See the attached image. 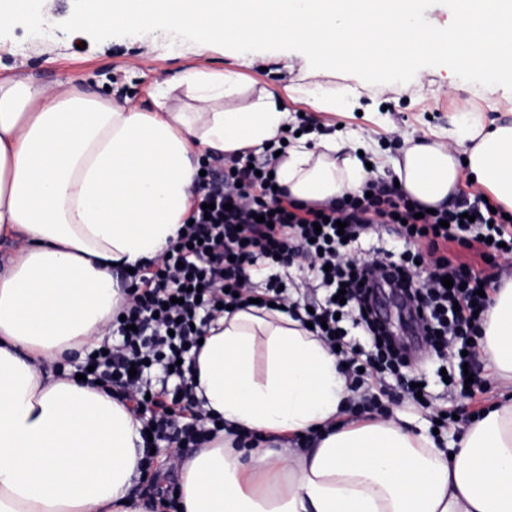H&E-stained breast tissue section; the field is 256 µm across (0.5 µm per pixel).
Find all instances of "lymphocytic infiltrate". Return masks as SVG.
Returning <instances> with one entry per match:
<instances>
[{
  "instance_id": "obj_1",
  "label": "lymphocytic infiltrate",
  "mask_w": 512,
  "mask_h": 512,
  "mask_svg": "<svg viewBox=\"0 0 512 512\" xmlns=\"http://www.w3.org/2000/svg\"><path fill=\"white\" fill-rule=\"evenodd\" d=\"M277 162L271 145L259 156L226 157L219 167L204 163L191 226L169 242L165 255L121 273L135 304L113 321L102 353L85 354L78 373L111 387L154 442L177 450L203 447L219 428L188 379L199 340L225 306L257 299L311 324L313 333L338 347L351 378L374 380L351 405L354 413L369 414L395 387L415 399L423 380L379 319L375 293L387 286L411 303L429 352L447 367L449 386L470 400L483 392L481 380L465 381L464 352L481 335L480 313L498 271L512 268V219L491 212L478 193L426 214L381 177L346 198L299 201L273 179ZM241 193L251 197L250 207L238 205ZM383 229L406 249L403 257H386L378 279L360 249ZM293 266L313 281L303 302L280 288L279 270ZM250 267L266 274L264 290L240 292ZM445 276L452 287L442 284Z\"/></svg>"
}]
</instances>
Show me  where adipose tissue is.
Masks as SVG:
<instances>
[{
	"label": "adipose tissue",
	"instance_id": "obj_1",
	"mask_svg": "<svg viewBox=\"0 0 512 512\" xmlns=\"http://www.w3.org/2000/svg\"><path fill=\"white\" fill-rule=\"evenodd\" d=\"M152 100L146 111L69 81L0 78V238L14 242L0 259V512H151L134 493L140 420L58 367L101 344L127 306L118 271L176 236L201 157L262 150L294 121L231 70L188 69ZM401 142L370 170L360 137L311 131L288 146L277 181L324 202L389 170L433 207L472 181L512 213V121L465 110L446 138ZM478 345L495 388L512 391V277ZM192 378L227 428L177 458L180 512H512V398L451 450L404 417L359 420L336 353L288 313L252 305L213 322Z\"/></svg>",
	"mask_w": 512,
	"mask_h": 512
}]
</instances>
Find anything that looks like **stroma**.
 Wrapping results in <instances>:
<instances>
[{
  "label": "stroma",
  "mask_w": 512,
  "mask_h": 512,
  "mask_svg": "<svg viewBox=\"0 0 512 512\" xmlns=\"http://www.w3.org/2000/svg\"><path fill=\"white\" fill-rule=\"evenodd\" d=\"M251 66L241 67L238 52L216 45L202 46L172 40L163 32L128 37H112L102 42L89 40L82 32L52 30L48 35L29 36L23 26H15L9 37L0 38V76H27L45 84L68 79L96 92L112 90L144 109L151 108L155 84L177 77L187 68L241 71L254 88L283 91L291 85H321L325 91L345 86L358 90L355 103L332 114L319 111L310 97L290 102L292 111L318 116L327 131L361 135L369 152L395 154L390 134L397 128L415 137L442 132L450 127L461 108L482 112L488 118L512 120V103L482 92L480 86L448 76L438 67L421 69L405 84L373 85L354 75L335 72L311 77V67L299 53L262 51L252 55ZM429 381V392L437 403L459 412L486 408L492 393L470 402L451 392L436 375L428 356L415 363Z\"/></svg>",
  "instance_id": "obj_1"
}]
</instances>
